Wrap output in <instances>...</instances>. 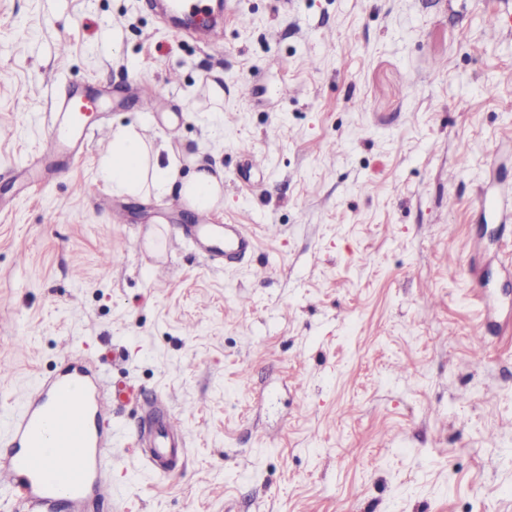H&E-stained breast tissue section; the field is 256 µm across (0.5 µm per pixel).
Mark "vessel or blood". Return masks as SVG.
Listing matches in <instances>:
<instances>
[{
    "instance_id": "1",
    "label": "vessel or blood",
    "mask_w": 512,
    "mask_h": 512,
    "mask_svg": "<svg viewBox=\"0 0 512 512\" xmlns=\"http://www.w3.org/2000/svg\"><path fill=\"white\" fill-rule=\"evenodd\" d=\"M174 11L193 16L207 39L222 38L223 23H208L204 0H170ZM98 107L90 92L69 94L59 99L52 121L50 151L83 143L90 130L84 117ZM255 247V239L243 224L224 227L223 239L215 240L213 256L227 261L243 258ZM104 377L94 366L70 367L39 381L27 405L8 420L10 451L0 459V497L17 499L30 512H85L90 499L108 500L112 484L105 472L107 418L111 400H133V389L124 384L112 387L104 397ZM151 452L148 462L168 471V460L186 454L182 428L170 414L153 411Z\"/></svg>"
}]
</instances>
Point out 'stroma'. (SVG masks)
Returning a JSON list of instances; mask_svg holds the SVG:
<instances>
[{
    "instance_id": "stroma-1",
    "label": "stroma",
    "mask_w": 512,
    "mask_h": 512,
    "mask_svg": "<svg viewBox=\"0 0 512 512\" xmlns=\"http://www.w3.org/2000/svg\"><path fill=\"white\" fill-rule=\"evenodd\" d=\"M231 4L207 43L147 0H0V410L70 360L139 390L87 512H512V223L479 208L512 195L499 0ZM86 86L105 136L24 180ZM120 124L219 169L208 222L255 249L210 263L178 195L113 194ZM159 399L187 443L165 477Z\"/></svg>"
}]
</instances>
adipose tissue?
Masks as SVG:
<instances>
[{"mask_svg":"<svg viewBox=\"0 0 512 512\" xmlns=\"http://www.w3.org/2000/svg\"><path fill=\"white\" fill-rule=\"evenodd\" d=\"M181 163L169 145H153L131 126L112 132V152L103 162V177L114 193L137 197L178 193L197 212L224 205V177L206 166L190 175L180 173Z\"/></svg>","mask_w":512,"mask_h":512,"instance_id":"1","label":"adipose tissue"}]
</instances>
